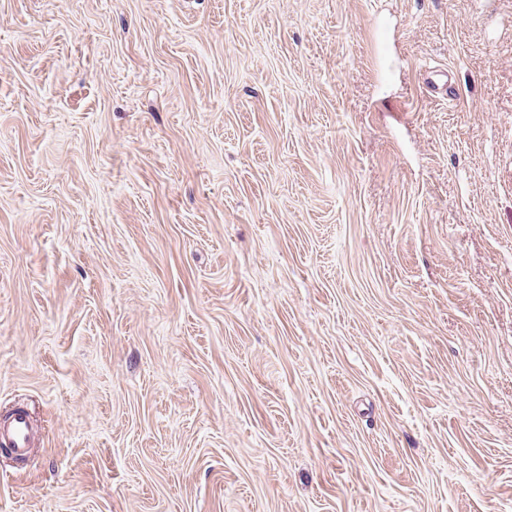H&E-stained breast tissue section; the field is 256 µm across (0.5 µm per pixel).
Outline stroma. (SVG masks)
Segmentation results:
<instances>
[{
  "label": "stroma",
  "mask_w": 512,
  "mask_h": 512,
  "mask_svg": "<svg viewBox=\"0 0 512 512\" xmlns=\"http://www.w3.org/2000/svg\"><path fill=\"white\" fill-rule=\"evenodd\" d=\"M18 408L0 512H512V0H0ZM31 438V423L27 415L17 414L12 420L0 423V443L6 444L15 454H24Z\"/></svg>",
  "instance_id": "obj_1"
}]
</instances>
